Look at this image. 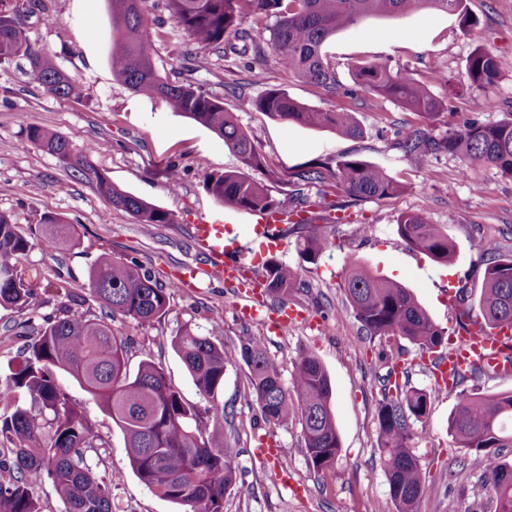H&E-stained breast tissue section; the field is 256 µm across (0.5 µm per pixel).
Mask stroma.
Returning <instances> with one entry per match:
<instances>
[{"label": "stroma", "instance_id": "stroma-1", "mask_svg": "<svg viewBox=\"0 0 512 512\" xmlns=\"http://www.w3.org/2000/svg\"><path fill=\"white\" fill-rule=\"evenodd\" d=\"M44 13L27 15L29 40L52 52L59 67L77 88L75 96L58 98L36 82L25 61L0 64V212L10 216L19 230L32 238L40 234L44 216L59 215L78 224L80 242L65 254L33 249L18 263L23 277H38L27 311L0 310V376L17 365L22 338L3 330L26 320L30 311L52 312L69 303L73 314L98 316L99 304L85 287L88 268L102 251L132 258L167 281L179 267L205 266L192 239V227L223 217L203 186V170L224 171L239 165L223 139L207 128L172 112L165 103L130 90L112 74L111 6L109 0H43ZM477 24L464 31L456 15L421 8L399 17H370L329 38L323 51L340 84L352 87L349 65L354 61L386 62L406 66L417 79L444 101L436 119L403 109L391 99L358 93L353 110L364 134L346 139L336 133L291 124L257 110L240 107L241 98H254L271 88L308 106L332 110L341 105L334 97L288 76L273 57L253 61L251 54L212 56L211 67L192 74L201 91L223 99L264 157L262 168L251 170L255 180L270 188L273 199L289 206L293 176L305 169L321 171L312 185L311 198H324L340 209L341 222L325 225L338 249L317 262H304L295 248L298 229L282 231V247L266 250L273 257L298 267L299 281L289 304L304 309L310 322L270 333L259 322L244 323L237 316L235 293L221 277H203L196 292H175L161 320L140 325L131 321L119 329L129 343L130 370L152 358L161 365L172 387L199 411L209 403L197 391L190 374L172 346L184 327L207 333L212 321L221 320L224 342L233 346L242 337L256 336L265 344L282 381H290L294 363L304 352L314 354L332 383V408L341 448L331 468L317 472L305 456L301 425L264 423L251 391L246 367H227L221 398L228 412L227 439L238 452V479L224 497V512H396L377 441L378 410L384 397L382 377L389 362L404 360L408 386L431 394V406L421 437L412 443L425 478L426 492L416 512H495V503L482 491L484 461L481 455L457 447L448 434V415L456 397L439 390L425 355L408 340L367 335L346 315L340 283L354 263L395 279L409 288L433 321L458 335L459 324L446 300L448 290L465 284L466 301L474 303L482 284L484 262L477 251L481 240L492 237L505 252H512V179L494 168L476 163L468 177L458 173V161L448 154L420 160L407 158L396 145V132L405 126L427 129L440 139L476 117L496 123L512 117V0H467ZM152 61L160 75L176 69L175 50L187 44L183 31L166 23L151 31ZM495 55L499 78L492 89L497 106L477 111L483 92L467 83L465 64L475 48ZM460 85L459 95L448 92ZM38 125L62 133L75 150L95 141H110L111 149L96 161L112 182L162 209L177 221L143 230L122 210L108 209L95 189L74 179L50 154L31 143L26 131ZM357 158L384 168L405 184L404 193L381 200H356L336 184L340 161ZM179 164L186 170L179 192H170L167 168ZM420 212L429 223L443 224L454 239L457 253L440 264L410 248L398 235V217ZM365 234H356L357 225ZM57 384L70 402L84 412L106 442L93 465L112 476L114 512H182L150 491L132 471L121 431L70 374H56ZM265 439L277 441L292 467L294 483L303 495L279 483L271 463L255 453ZM465 465L473 475L468 485L450 478Z\"/></svg>", "mask_w": 512, "mask_h": 512}]
</instances>
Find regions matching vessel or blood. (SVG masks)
<instances>
[{
	"label": "vessel or blood",
	"instance_id": "obj_1",
	"mask_svg": "<svg viewBox=\"0 0 512 512\" xmlns=\"http://www.w3.org/2000/svg\"><path fill=\"white\" fill-rule=\"evenodd\" d=\"M284 219V214L278 212L257 213L253 232L261 238L263 246L272 249L282 245ZM193 239L207 257L210 272L234 288L236 311L242 321L262 320L271 331L280 333L307 320V313L295 306L284 304L275 309L268 306L263 279L235 259V246L224 242L223 225L207 222L194 225ZM474 368L497 375L512 374V327L488 329L477 323L468 325L458 339L450 342L447 352L434 355L431 362L436 386L448 392L455 390L460 377Z\"/></svg>",
	"mask_w": 512,
	"mask_h": 512
}]
</instances>
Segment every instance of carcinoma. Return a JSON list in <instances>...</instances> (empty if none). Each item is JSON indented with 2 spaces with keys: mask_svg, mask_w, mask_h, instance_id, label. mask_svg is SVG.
I'll list each match as a JSON object with an SVG mask.
<instances>
[{
  "mask_svg": "<svg viewBox=\"0 0 512 512\" xmlns=\"http://www.w3.org/2000/svg\"><path fill=\"white\" fill-rule=\"evenodd\" d=\"M110 2L113 76L133 92L158 99L209 129L238 156L239 169L203 174L206 190L222 206L251 212L279 208L267 186L247 174L262 165V155L233 113L224 109V101L186 81L165 79L156 71L147 33L149 18L142 7L145 0ZM164 7L195 46L193 52L178 51L180 75L205 68L213 52L238 53L235 42L239 40H251L255 59H264L263 46L240 25L245 14L258 20L272 18L267 44L289 75L331 96L353 99L361 90L388 97L429 118L438 115L443 101L416 79L412 70L356 62L351 71L358 90L345 89L324 57L323 45L365 18L404 15L423 7L456 14L467 29L475 26L465 0H164ZM30 11L20 0H0V63L26 60L46 93L68 98L76 94L75 86L55 56L32 44L26 35L23 17ZM498 74L497 58L480 48L466 61L469 85L484 90L491 106L490 89ZM240 106L289 123L329 129L340 137L362 134L351 109H315L282 89L244 99ZM399 136L407 157L419 160L448 153L458 158L463 176L471 164L483 163L512 178V119L494 124L469 119L440 140L415 127L400 131ZM27 137L73 177L92 185L110 208L131 214L149 228L177 223L173 213L112 183L96 164L100 147L76 151L62 134L41 126L29 127ZM335 177L339 188L355 198L382 199L403 190L383 168L360 159L340 162ZM320 178L317 170L295 174L288 211L308 212L304 190ZM296 226L306 230L296 240L303 261L313 263L338 247L336 239L319 232L310 220ZM397 233L411 248L439 263L452 260L456 252L448 228L428 223L421 213L399 216ZM78 242V225L60 217L45 218L40 236L33 239L0 212V308L22 311L31 306L34 287L18 272L21 257L36 247L61 251ZM484 247L487 263L477 298L478 314L467 307L462 315L470 322L480 319L489 327L511 324L512 254L500 252L493 239L486 240ZM264 277L268 293L283 302L296 287L298 269L271 259ZM87 285L100 303V316L72 315L64 306L54 314H36L13 327V335L29 334L31 339L16 368L0 378V446L8 444L13 455L10 479L0 480V512H39L32 489L46 480L52 482L64 512H113L112 479L96 475L86 456L88 450L102 448L105 442L57 387L54 375L58 370L72 375L120 429L138 479L159 497L187 507L186 512H224V496L236 484L238 452L224 435L227 413L219 400L229 366H246L265 423L280 426L299 420L306 456L315 471L333 465L341 443L331 408V379L317 357L302 353L286 387L259 338L248 336L227 346L219 324H213L206 334L184 327L172 344L196 388L210 402L204 417L168 383L163 368L150 358L140 362L136 373H130L126 341L115 328L117 321L144 324L164 317L174 286L157 281L137 261L109 252L96 256ZM341 288L346 313L368 334L403 338L426 351L444 345L446 331L435 324L412 291L397 281L354 265L346 271ZM392 387L395 395L386 397L379 408L378 445L398 512H414L425 481L410 443L417 437L414 425L428 414L431 396L424 389H403L396 383ZM448 434L459 447L482 454V487L495 500V512H512V464L501 460V449L512 447V391L491 395L459 392L448 416Z\"/></svg>",
  "mask_w": 512,
  "mask_h": 512,
  "instance_id": "carcinoma-1",
  "label": "carcinoma"
}]
</instances>
